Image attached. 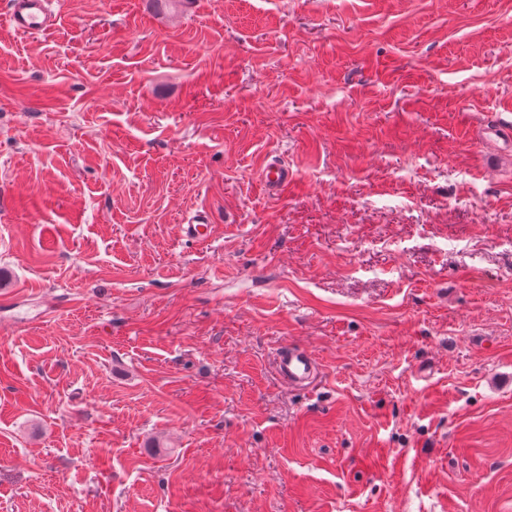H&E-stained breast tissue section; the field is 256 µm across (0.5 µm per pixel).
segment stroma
Instances as JSON below:
<instances>
[{
  "label": "stroma",
  "instance_id": "stroma-1",
  "mask_svg": "<svg viewBox=\"0 0 512 512\" xmlns=\"http://www.w3.org/2000/svg\"><path fill=\"white\" fill-rule=\"evenodd\" d=\"M507 124L512 0L0 13V512H512ZM8 22L20 35H41L60 18V0H7ZM293 178L292 170L282 164L277 157L268 160L259 173L262 186L266 191L275 195L288 187ZM183 232L188 239L205 241L210 237L212 214L208 209L199 208L184 220ZM277 368L281 377L289 383L307 386L317 373V362L306 351L284 347L278 354Z\"/></svg>",
  "mask_w": 512,
  "mask_h": 512
}]
</instances>
